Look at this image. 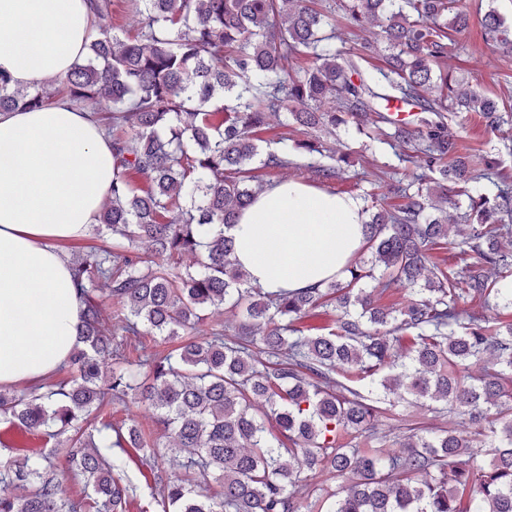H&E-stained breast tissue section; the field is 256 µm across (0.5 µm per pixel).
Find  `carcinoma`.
Returning <instances> with one entry per match:
<instances>
[{"mask_svg":"<svg viewBox=\"0 0 512 512\" xmlns=\"http://www.w3.org/2000/svg\"><path fill=\"white\" fill-rule=\"evenodd\" d=\"M88 2L87 52L54 83L14 88L0 71V111L60 98L90 106L113 157L98 217L112 242L71 261L84 307L70 377L0 390V424L56 441L0 465V512H126L136 487L89 428L128 398L156 411L161 437L132 423L109 426L104 439L150 467L161 512H302L303 499L310 512H512V320L500 317L512 310V180L500 159L462 143L446 113L478 112L492 131L512 115L436 70L469 26L461 0H340L346 28L382 20L346 56L316 0H130L146 14L132 38L107 24L112 0ZM481 22L485 41L512 53V23L492 8ZM381 52L386 67L361 68ZM301 57L310 62L297 69ZM327 98L338 107L321 110ZM394 102L416 109L403 128L385 116ZM279 110L315 133L292 153L261 146ZM340 129L402 148L417 173L389 193L404 203L387 210L384 195H369L368 256L345 277L266 293L249 283L227 234L263 188L249 166L298 168ZM308 171L331 180L341 166ZM483 180L494 196L476 189ZM450 193L468 199L456 221L470 232L450 245L471 261L442 268L429 250L448 238L438 202ZM406 286L409 298L377 305L375 295ZM476 301L485 312L467 308ZM108 303L114 331L102 321ZM328 306L333 323L306 332L302 323ZM212 308L239 319L233 335L222 322L201 329ZM147 334L180 344L130 358ZM404 393L472 431L430 429L406 436L400 452L383 447L374 419L385 398ZM185 450V472L167 473L166 457ZM323 472L336 487L313 481ZM65 479L83 494L67 495Z\"/></svg>","mask_w":512,"mask_h":512,"instance_id":"cac0c4a2","label":"carcinoma"}]
</instances>
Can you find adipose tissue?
<instances>
[{
    "mask_svg": "<svg viewBox=\"0 0 512 512\" xmlns=\"http://www.w3.org/2000/svg\"><path fill=\"white\" fill-rule=\"evenodd\" d=\"M91 35L86 0H0V70L47 84ZM112 146L69 101L0 111V386L52 376L79 344L81 302L54 244L83 238L112 186ZM362 203L298 179L266 186L229 234L252 284L300 291L344 276L366 241Z\"/></svg>",
    "mask_w": 512,
    "mask_h": 512,
    "instance_id": "adipose-tissue-1",
    "label": "adipose tissue"
}]
</instances>
